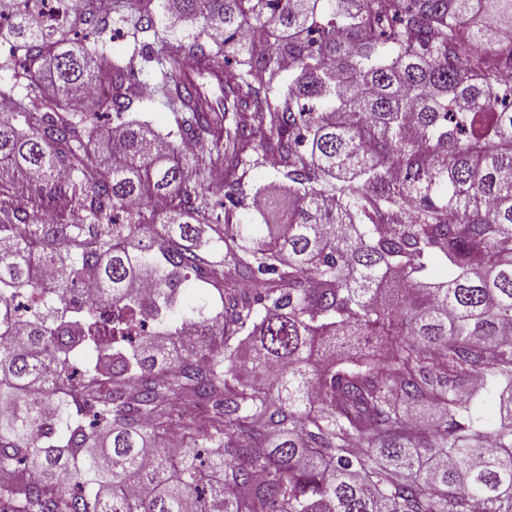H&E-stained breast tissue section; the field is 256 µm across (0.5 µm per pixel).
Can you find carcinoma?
Listing matches in <instances>:
<instances>
[{
  "label": "carcinoma",
  "mask_w": 512,
  "mask_h": 512,
  "mask_svg": "<svg viewBox=\"0 0 512 512\" xmlns=\"http://www.w3.org/2000/svg\"><path fill=\"white\" fill-rule=\"evenodd\" d=\"M38 2L0 0V512H512V0ZM271 160L293 205L243 224ZM141 98L138 108L131 114V117L149 121L152 127L162 134L172 130L170 112L163 104L155 99L151 93L148 95L143 93Z\"/></svg>",
  "instance_id": "carcinoma-1"
}]
</instances>
